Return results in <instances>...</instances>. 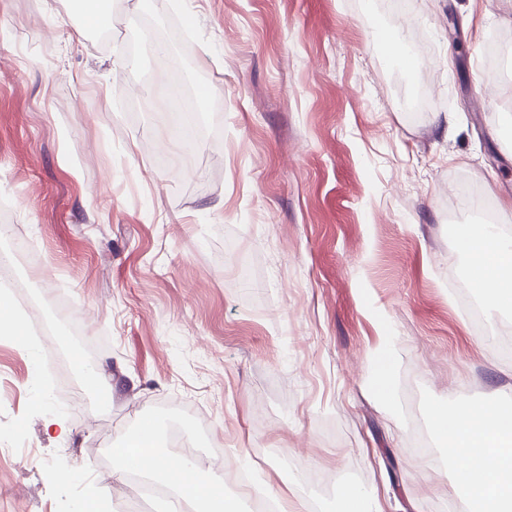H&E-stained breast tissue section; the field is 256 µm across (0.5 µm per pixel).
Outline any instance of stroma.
<instances>
[{"instance_id":"stroma-1","label":"stroma","mask_w":512,"mask_h":512,"mask_svg":"<svg viewBox=\"0 0 512 512\" xmlns=\"http://www.w3.org/2000/svg\"><path fill=\"white\" fill-rule=\"evenodd\" d=\"M71 11L0 0V224L30 244L16 274L60 353L94 359L112 400L57 392L43 344L0 335V512H132L107 450L146 416L222 443L200 461L247 475L224 484L241 512L256 493L334 512L348 484L383 512H459L447 449L417 456L409 428L431 403H512L491 341L512 315L475 325L453 234L512 228V40L501 95L485 64L512 0H112L81 36ZM382 31L426 49L391 62ZM160 50L190 59L198 106L165 127ZM445 184L488 209H449ZM386 347L394 412L373 394ZM16 436L27 451H2ZM303 468L333 481L303 488Z\"/></svg>"}]
</instances>
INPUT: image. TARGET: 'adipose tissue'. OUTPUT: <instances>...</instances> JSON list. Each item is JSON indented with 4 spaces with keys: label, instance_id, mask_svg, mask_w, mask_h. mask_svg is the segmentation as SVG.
I'll return each mask as SVG.
<instances>
[{
    "label": "adipose tissue",
    "instance_id": "adipose-tissue-1",
    "mask_svg": "<svg viewBox=\"0 0 512 512\" xmlns=\"http://www.w3.org/2000/svg\"><path fill=\"white\" fill-rule=\"evenodd\" d=\"M457 244L468 257V279L486 304L511 311L512 238L473 224ZM427 413L437 439L460 461L455 484L465 492V512H512V406L481 403L458 410L431 404ZM120 460L125 472L138 463L142 474L186 498L193 512H238L211 470L172 461L159 435L127 439Z\"/></svg>",
    "mask_w": 512,
    "mask_h": 512
}]
</instances>
